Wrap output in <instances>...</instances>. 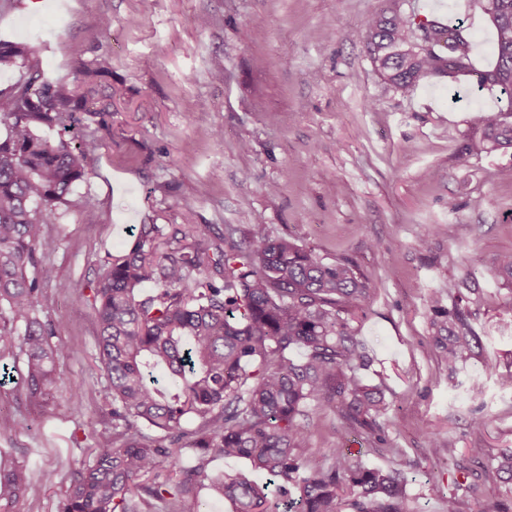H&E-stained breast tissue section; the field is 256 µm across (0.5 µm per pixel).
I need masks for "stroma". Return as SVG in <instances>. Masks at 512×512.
I'll return each mask as SVG.
<instances>
[{
	"label": "stroma",
	"mask_w": 512,
	"mask_h": 512,
	"mask_svg": "<svg viewBox=\"0 0 512 512\" xmlns=\"http://www.w3.org/2000/svg\"><path fill=\"white\" fill-rule=\"evenodd\" d=\"M382 5L0 0V41L31 46L42 80L70 86L99 62L112 69L106 128L85 116L74 128L102 145L49 227L56 249L39 257L55 277L41 316L70 350L56 400L78 393L83 409L62 416L31 409L15 390L0 397V411L21 425L0 437V453L59 472L22 512H56L89 458L90 423L106 393L91 287L143 224H208L218 235L261 224L323 261L352 259L372 290L353 325L373 358L363 377L382 384L388 403L376 419L388 446L344 431L329 410L304 454L328 459L340 449L370 467L401 469L405 512H442L451 493L459 512H512V482L495 471L499 454L512 451V387L499 382L512 371V286L495 270L512 252V149H470L483 138L474 108L498 109V94L474 95L468 81L445 77L407 96L384 83L363 34ZM443 10L475 37V67L491 66L495 30L473 0H444ZM451 279L496 296L494 307L471 309L482 347L454 382L428 309Z\"/></svg>",
	"instance_id": "obj_1"
}]
</instances>
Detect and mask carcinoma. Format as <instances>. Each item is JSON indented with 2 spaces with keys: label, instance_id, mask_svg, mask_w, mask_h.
Returning a JSON list of instances; mask_svg holds the SVG:
<instances>
[{
  "label": "carcinoma",
  "instance_id": "obj_1",
  "mask_svg": "<svg viewBox=\"0 0 512 512\" xmlns=\"http://www.w3.org/2000/svg\"><path fill=\"white\" fill-rule=\"evenodd\" d=\"M384 2L365 24L379 77L403 95L433 77H475L474 91L497 90L506 99L474 115L485 129L482 148L512 149V0H476L495 30L496 61L483 71L473 65L475 40L463 25L418 19L401 11V0ZM420 40L427 49H418ZM32 54L27 45L0 42V68ZM103 76L89 69L70 89L34 71L0 90V388L14 380L7 360L23 358L18 384L36 409L64 384L58 361L68 354L40 318L53 272L38 253L55 250L47 227L99 146L86 139L76 145L68 133L77 112L105 127L112 96L100 91ZM35 127H57L58 135H37ZM235 233L142 224L100 269L92 309L112 425L95 433L91 459L73 475L58 512H195L203 486L236 512H278L268 485L243 473L212 479L207 466L216 458L245 459L278 481L284 512H403L400 472L367 467L341 450L329 464L298 454L323 411H334L347 431L374 435L387 408L381 386L359 375L368 354L349 320L368 307L370 288L352 262L327 263L261 224L240 239ZM148 283L151 293L138 295ZM429 309L434 346L456 374L475 355L479 336L464 308L442 304V291ZM297 348L300 359L292 356ZM188 420L198 426L184 429ZM186 448L197 454L191 469L181 467ZM56 477L44 470L36 479L24 461L0 462V512H20Z\"/></svg>",
  "mask_w": 512,
  "mask_h": 512
}]
</instances>
